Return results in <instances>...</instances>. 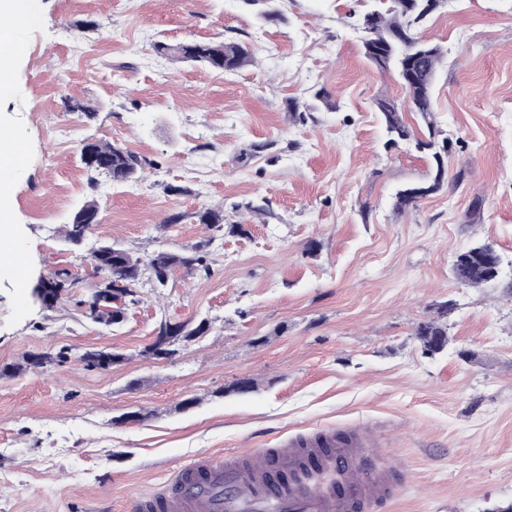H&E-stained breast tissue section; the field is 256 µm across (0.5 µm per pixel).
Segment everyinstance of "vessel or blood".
Segmentation results:
<instances>
[{
	"label": "vessel or blood",
	"instance_id": "obj_1",
	"mask_svg": "<svg viewBox=\"0 0 512 512\" xmlns=\"http://www.w3.org/2000/svg\"><path fill=\"white\" fill-rule=\"evenodd\" d=\"M373 445L361 429L325 428L242 457L203 455L180 468L171 487L135 498L133 512H377L399 477L364 479L361 452ZM318 462L336 480L316 490L299 476Z\"/></svg>",
	"mask_w": 512,
	"mask_h": 512
}]
</instances>
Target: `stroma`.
<instances>
[{
    "instance_id": "1",
    "label": "stroma",
    "mask_w": 512,
    "mask_h": 512,
    "mask_svg": "<svg viewBox=\"0 0 512 512\" xmlns=\"http://www.w3.org/2000/svg\"><path fill=\"white\" fill-rule=\"evenodd\" d=\"M39 2L0 97L26 148L11 199L28 250L24 286L0 271V512H132L200 455L349 426L378 438L367 471L409 475L381 512L511 504L512 0H446L421 28L446 50L433 103L450 150L443 187L402 213L396 190L430 161L385 144L377 101L405 93L363 55L366 0H275L270 20L245 0ZM190 40L240 41L256 62L219 73L154 50ZM87 139L146 158L141 178H91ZM92 199L101 223L71 245ZM204 207L223 208L224 231L198 223ZM103 240L140 256L204 242L210 273L141 281L114 328L69 299L42 308L33 289L59 269L95 291ZM479 240L502 272L471 287L452 263ZM442 305L448 350L429 357L414 331ZM203 318L209 333L173 359L144 355L160 323ZM63 347L65 365L8 371ZM97 348L126 359L85 369ZM242 377L253 392L224 394Z\"/></svg>"
}]
</instances>
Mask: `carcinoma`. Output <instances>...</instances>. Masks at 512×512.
I'll list each match as a JSON object with an SVG mask.
<instances>
[{
    "label": "carcinoma",
    "mask_w": 512,
    "mask_h": 512,
    "mask_svg": "<svg viewBox=\"0 0 512 512\" xmlns=\"http://www.w3.org/2000/svg\"><path fill=\"white\" fill-rule=\"evenodd\" d=\"M374 3L362 18L367 20L363 29L365 57L370 63L384 72H394L405 85L406 102L411 112L420 114L427 136L419 138L413 134L404 121L402 108L390 99L377 101L382 113L387 133V145L396 146L401 142L412 141L415 148L431 153L436 163L433 183L429 192L439 189L445 179V157L448 156V138L437 126L434 117L433 88L436 74L444 58L441 45L426 42L418 36L430 16L445 2L438 0H371ZM156 51L171 60L199 65L215 72H236L253 62L250 47L238 41H188L178 44L159 42ZM80 160L93 174H104L116 184H125L139 179L145 161L130 150L108 142L85 141L81 143ZM422 198L418 187L408 186L397 192L394 208L399 212L416 207ZM198 221L209 228L220 230L224 227V212L205 208L198 212ZM99 223V207L93 201L86 202L74 215L67 226L65 239L79 244L91 234ZM476 250L493 252L490 243H478L457 255L454 275L458 282L467 286H481L493 281L490 269L473 257ZM90 264L99 277L97 291L87 300L79 299L76 306L88 321L107 326L119 324L124 319L126 301H135V288L144 275L164 285L172 273L183 269L188 273L209 270L208 253L201 246L173 253L158 251L142 258L126 252L125 257H104L92 251ZM44 282L56 289L53 300L47 308L53 309L62 296H77L75 291L78 279L65 269L51 273ZM448 306H443L437 316L418 323L415 336L423 353L434 355L448 345V326L442 321ZM67 351L40 354V361L25 358V364L11 367L13 372L27 369H48L65 363ZM123 355L106 349L84 353L81 361L88 370H107L122 362Z\"/></svg>",
    "instance_id": "obj_1"
}]
</instances>
